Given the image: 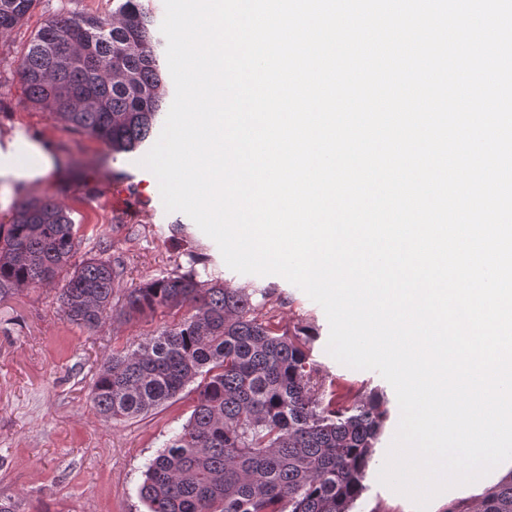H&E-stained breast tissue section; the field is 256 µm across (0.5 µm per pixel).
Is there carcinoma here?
I'll use <instances>...</instances> for the list:
<instances>
[{
  "instance_id": "carcinoma-1",
  "label": "carcinoma",
  "mask_w": 512,
  "mask_h": 512,
  "mask_svg": "<svg viewBox=\"0 0 512 512\" xmlns=\"http://www.w3.org/2000/svg\"><path fill=\"white\" fill-rule=\"evenodd\" d=\"M38 0H0V32ZM154 11L117 0L112 17L57 14L31 38L19 75L31 107L129 153L151 136L167 98ZM74 222L33 197L0 224V298L63 280L66 319L97 328L188 308L127 352L105 360L90 397L100 417L146 416L195 385L191 415L149 460L139 496L147 512H351L388 411L374 396L336 397L310 358L314 328L281 330L277 303L251 283L197 269L122 288L124 262L106 251L72 262ZM479 512H512V473L484 490Z\"/></svg>"
}]
</instances>
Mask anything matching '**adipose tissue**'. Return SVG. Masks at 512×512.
<instances>
[{
	"label": "adipose tissue",
	"mask_w": 512,
	"mask_h": 512,
	"mask_svg": "<svg viewBox=\"0 0 512 512\" xmlns=\"http://www.w3.org/2000/svg\"><path fill=\"white\" fill-rule=\"evenodd\" d=\"M53 169L48 147L16 134L0 148V212L8 210L13 199L33 183L44 179Z\"/></svg>",
	"instance_id": "ef3b65f1"
}]
</instances>
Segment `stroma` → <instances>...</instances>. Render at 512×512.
I'll return each instance as SVG.
<instances>
[{
    "mask_svg": "<svg viewBox=\"0 0 512 512\" xmlns=\"http://www.w3.org/2000/svg\"><path fill=\"white\" fill-rule=\"evenodd\" d=\"M111 15L112 0H39L21 26L0 33V144L26 129L54 155L52 174L27 190L69 210L78 258L109 250L126 263L130 288L187 265L190 246L203 244L208 267L231 285L272 289L280 299V325L314 324L311 358L332 380L337 395L382 393L389 419L376 444L353 512H415L413 503L378 481L396 432L400 410L392 386L379 374L340 364L326 351L329 323L323 309L278 275L245 276L229 269L216 243L186 214L166 211L155 175L141 167L147 147L113 153L103 142L73 130L24 101L17 69L30 37L60 13ZM184 232H174V225ZM58 285L27 288L0 299V500L17 512H146L138 487L145 462L189 418L195 395L185 391L153 413L122 422L103 421L90 400L105 358L135 346L181 311L130 321L106 320L89 330L69 323L59 309ZM512 472L497 466L475 483L436 496L429 512L456 502L477 505L483 491Z\"/></svg>",
    "mask_w": 512,
    "mask_h": 512,
    "instance_id": "35a3bbf8",
    "label": "stroma"
}]
</instances>
